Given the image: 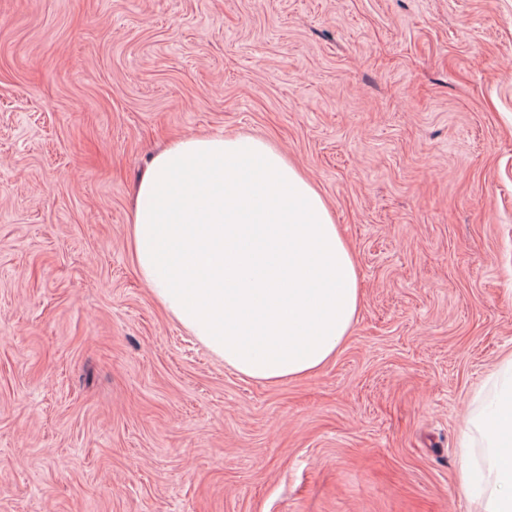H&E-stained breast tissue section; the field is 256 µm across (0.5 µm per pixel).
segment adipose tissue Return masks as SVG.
<instances>
[{
  "mask_svg": "<svg viewBox=\"0 0 512 512\" xmlns=\"http://www.w3.org/2000/svg\"><path fill=\"white\" fill-rule=\"evenodd\" d=\"M129 251L154 300L242 379L278 385L320 371L363 305L356 258L324 198L280 147L191 135L152 159L135 188ZM470 420L460 492L512 512V354Z\"/></svg>",
  "mask_w": 512,
  "mask_h": 512,
  "instance_id": "adipose-tissue-1",
  "label": "adipose tissue"
}]
</instances>
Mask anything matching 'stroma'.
Listing matches in <instances>:
<instances>
[{
	"label": "stroma",
	"mask_w": 512,
	"mask_h": 512,
	"mask_svg": "<svg viewBox=\"0 0 512 512\" xmlns=\"http://www.w3.org/2000/svg\"><path fill=\"white\" fill-rule=\"evenodd\" d=\"M262 138L364 304L242 380L127 250L181 135ZM512 351V0H0V512H478L465 424Z\"/></svg>",
	"instance_id": "obj_1"
}]
</instances>
